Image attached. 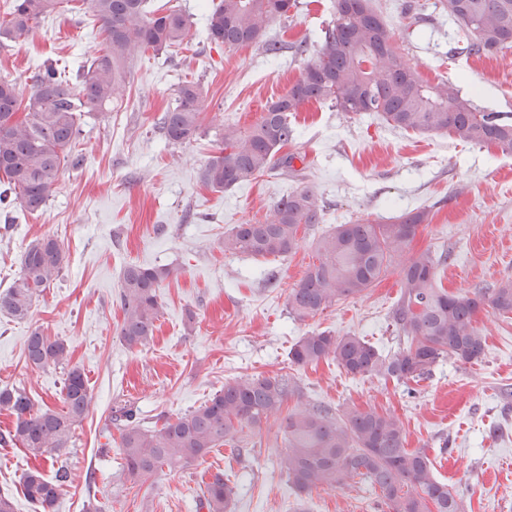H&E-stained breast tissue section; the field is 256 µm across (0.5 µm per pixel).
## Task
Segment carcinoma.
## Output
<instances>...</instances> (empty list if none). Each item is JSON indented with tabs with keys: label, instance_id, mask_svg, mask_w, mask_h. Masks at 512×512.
<instances>
[{
	"label": "carcinoma",
	"instance_id": "cac0c4a2",
	"mask_svg": "<svg viewBox=\"0 0 512 512\" xmlns=\"http://www.w3.org/2000/svg\"><path fill=\"white\" fill-rule=\"evenodd\" d=\"M71 0H11L0 13V47H21L35 29ZM148 0H87L102 37L98 54L66 72L45 65L24 90L0 81V208L34 213L57 191L68 167L82 155L73 153L81 117L94 112L109 117L112 101L125 92V62L149 49L159 52L181 45L191 21L181 10L156 13ZM297 0H220L206 12L211 42L227 49L260 46L277 53L278 41L266 37L268 27L288 18ZM440 8L466 35L457 52L487 55L512 46V0H440ZM335 20L299 78L264 107L259 120L242 131L224 128L222 147L201 170V182L228 191L279 168L294 170L304 161L282 149L295 139L288 115L311 101H328L346 116L375 112L389 126L419 133L446 132L459 142L499 148L512 154V121L498 112H480L459 92L439 83L425 84L416 68L395 46L393 33L371 0H334ZM199 83L184 81L175 104L163 112L161 129L168 143L197 139L204 121ZM426 208L405 212L390 224L358 220L324 231L314 256L288 296V312L304 322L350 298L364 295L394 274L400 296L389 319L404 336V345L385 353L355 334L335 336L310 331L288 351L299 366L332 359L352 377L419 383L446 359L481 360L485 340L477 316L490 307L512 314V280L504 279L472 292L449 293L436 284V270L448 252L430 247L414 252L412 243L429 223ZM324 221V206L304 186L275 202L264 222L237 224L224 234V251L253 258H285L297 252L300 233ZM66 255L57 239L45 236L30 243L21 256L18 277L0 292V313L28 318L35 301L61 274ZM165 268L131 263L123 272L120 305L121 340L130 348L146 345L161 313L159 288ZM26 357L39 367H61L66 345L38 331L26 340ZM92 396L83 374L66 373L64 407L33 411L30 399L17 390L0 391V409L15 416L3 438L35 457L56 461L66 448L75 423ZM134 403L112 407L109 426L119 434L122 467L128 477L146 482L168 469L203 459L212 449L241 448L239 434L278 425L282 451L278 465L299 495L364 483L378 492L386 512H464L463 495L439 481L425 451L406 448L402 421L392 412L351 408L340 413L316 402L283 376H245L224 384L203 405L166 417L143 429ZM70 477L57 470L49 481L35 469L23 481L24 496L42 512H55L60 488ZM235 487L222 472L203 481L200 507L232 512Z\"/></svg>",
	"mask_w": 512,
	"mask_h": 512
}]
</instances>
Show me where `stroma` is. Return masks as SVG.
Here are the masks:
<instances>
[{"instance_id":"stroma-1","label":"stroma","mask_w":512,"mask_h":512,"mask_svg":"<svg viewBox=\"0 0 512 512\" xmlns=\"http://www.w3.org/2000/svg\"><path fill=\"white\" fill-rule=\"evenodd\" d=\"M437 2L373 5L424 81L448 82L479 110L512 118V48L457 54L464 33ZM332 3L299 0L288 20L271 27L282 48L269 55L253 45L228 50L211 43L201 0H149V9L190 15L187 48L131 57L123 102L113 105L109 121L83 116L76 144L82 163L65 170L55 196L35 213L0 211V291L12 284L32 240L52 236L68 257L27 319L0 314V389L24 392L38 409H62L64 370L38 369L26 358V338L37 330L66 345L70 366L83 373L93 396L58 463L0 444V495L13 499L15 512H41L21 492L23 475L37 468L51 479L61 464L71 478L57 512H203L205 471L228 475L233 512H382L362 483L299 498L278 467L272 429L245 432L247 451L239 456L215 448L143 484L123 474L118 441L107 428L115 400L133 402L150 429L161 415L200 406L225 381L256 374L288 376L310 398L339 409L393 411L405 423L407 448L425 450L436 477L462 492L466 512H512V314L485 308L478 315L483 360H445L410 393L393 380L347 375L331 360H288L289 348L310 330L354 333L383 351L398 350L403 336L388 319L400 292L397 276L301 323L288 313V294L312 260L317 230L284 259L224 250L233 225L263 221L274 202L308 186L325 207L328 227L358 219L387 224L429 209L415 245L451 253L436 276L448 292L512 279V155L494 146L395 129L372 112L348 118L330 103L311 101L289 117L296 132L289 149L305 157L295 172L275 170L228 191L201 183L199 171L216 155L224 124L251 126L265 103L299 77L308 57L296 46L317 39L333 18ZM408 6L426 14L427 24L409 25ZM99 48L89 10L58 13L27 46L0 48V78L21 83L45 64L69 68ZM186 80L201 85L203 130L190 144L172 145L159 119ZM131 263L170 271L154 336L135 349L119 336L118 293Z\"/></svg>"}]
</instances>
